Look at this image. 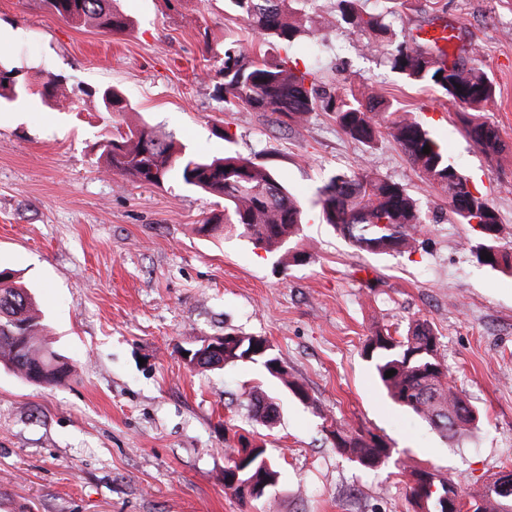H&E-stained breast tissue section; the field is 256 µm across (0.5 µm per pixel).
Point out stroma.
<instances>
[{
	"instance_id": "stroma-1",
	"label": "stroma",
	"mask_w": 512,
	"mask_h": 512,
	"mask_svg": "<svg viewBox=\"0 0 512 512\" xmlns=\"http://www.w3.org/2000/svg\"><path fill=\"white\" fill-rule=\"evenodd\" d=\"M127 30L81 27L41 0H0V55L20 81L61 78L70 108L31 95L0 105V268L15 271L43 313L50 346L76 369L40 387L0 368V512H411L405 466H428L473 490L512 470V274L480 265L475 233L391 139L365 150L328 112L279 131L222 101L224 46L251 39L224 0H114ZM334 0H316L289 57L338 90H380L444 144L496 207L512 246V0H418L398 35L453 20L479 48L497 95L484 115L505 144L487 158L468 138L460 106L406 84L338 26ZM121 89L128 108L97 96ZM203 157L267 163L305 208L301 265H279L247 239L199 227L221 198L173 180L140 185L109 173L100 144L141 125ZM401 184L427 222L413 254L358 251L321 220L320 189L363 163ZM429 320L448 379L481 413L449 444L379 386L362 353L383 327ZM267 337L303 384V405L252 363L194 368L182 352L227 331ZM274 399V425L246 394ZM332 417L382 436L394 459L360 470L321 425ZM256 436L278 461L275 504L224 492L228 450Z\"/></svg>"
}]
</instances>
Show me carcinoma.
I'll use <instances>...</instances> for the list:
<instances>
[{
    "instance_id": "obj_1",
    "label": "carcinoma",
    "mask_w": 512,
    "mask_h": 512,
    "mask_svg": "<svg viewBox=\"0 0 512 512\" xmlns=\"http://www.w3.org/2000/svg\"><path fill=\"white\" fill-rule=\"evenodd\" d=\"M60 18L94 28L122 31L128 20L112 8V0H42ZM311 0H226L227 9L242 17L250 30L271 46H288L306 32L305 4ZM409 0H393L386 10H367L362 0H335L338 20L364 36L367 51L385 48V62L406 82L427 86L450 102H469L461 119L469 139L484 153L498 155L504 150L498 129L484 120L482 110L495 97L493 79L484 69L480 52L462 48V64L448 68L450 55L411 33L393 41L387 16L397 9H412ZM224 109L261 112L273 126L288 130L314 112H330L344 134L369 149L382 132L401 148L424 179L439 188L448 199V209L462 224L479 217L487 233L475 247L478 262L512 274V247L501 243L502 224L496 208L484 195L474 197L470 181L444 154L430 131L416 120L391 111L381 91L359 96L340 94L320 85L311 69L293 68L289 60L267 61L252 48L235 41L224 48ZM17 71L0 59V98L15 101L29 94L18 83ZM441 79H436V75ZM38 94L60 106L70 97L62 80L50 78ZM103 108L123 112L125 99L114 88L101 92ZM430 153H423L424 146ZM106 169L133 181L160 185L171 178L206 194L224 199V215L199 231L227 232L246 237L278 262L290 266L311 258L305 248L291 246L302 232L301 203L278 180L272 168L250 158L225 156L207 159L176 145L171 137L147 127L129 130L101 144ZM318 204L322 220L331 225L355 248L379 255H402L416 251L417 234L423 223L417 201L403 185L376 169L363 165L333 176L320 190ZM487 252L491 260L481 258ZM44 324L36 302L15 281L14 273L0 269V367L19 374L39 386L65 383L72 369L43 336ZM440 341L432 324L417 319L406 332L396 336L376 330L363 344L364 355L390 399L411 411L445 439L465 436L480 422L462 391L448 382V367L439 354ZM224 362L261 364L301 401L303 388L291 380L288 363L273 352L264 336L224 333ZM396 373L386 377V372ZM250 408L265 422L275 404L252 391ZM323 431L334 447L360 468L375 470L391 457L392 449L383 437L362 428H350L335 419L324 418ZM233 449L224 480L237 482L231 496L242 503L275 501L280 471L267 449L241 435ZM413 484L409 500L414 512H462L457 505L460 484L453 476L442 477L430 467L411 469ZM484 505L482 512H498V494L488 482L471 492Z\"/></svg>"
}]
</instances>
